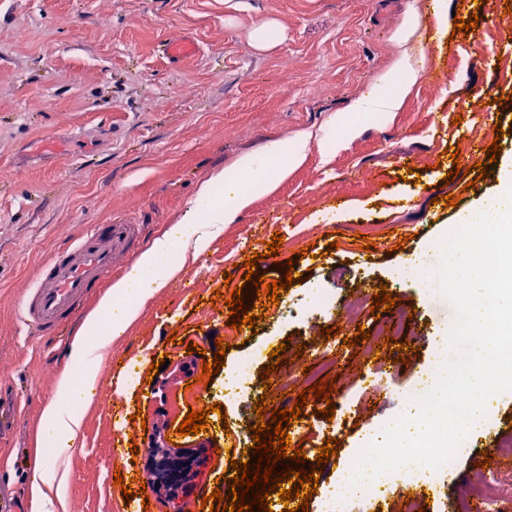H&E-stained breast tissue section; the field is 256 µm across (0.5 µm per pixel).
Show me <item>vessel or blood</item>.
I'll list each match as a JSON object with an SVG mask.
<instances>
[{
    "mask_svg": "<svg viewBox=\"0 0 512 512\" xmlns=\"http://www.w3.org/2000/svg\"><path fill=\"white\" fill-rule=\"evenodd\" d=\"M135 224H90L42 264L19 305L21 321L44 340H53L81 302L131 258L139 243Z\"/></svg>",
    "mask_w": 512,
    "mask_h": 512,
    "instance_id": "obj_1",
    "label": "vessel or blood"
}]
</instances>
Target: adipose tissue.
<instances>
[{
	"mask_svg": "<svg viewBox=\"0 0 512 512\" xmlns=\"http://www.w3.org/2000/svg\"><path fill=\"white\" fill-rule=\"evenodd\" d=\"M419 74L409 61H401L388 75V83L397 87L396 93L376 95L362 101V112L398 111L401 94L412 86ZM308 141L304 138L283 139L275 147L276 166L261 164L259 158L245 155L237 159L232 168L221 169L210 175L200 186L195 199L184 212L181 222L185 231L181 236L164 232L156 236L150 246L139 256L135 268L147 274L151 288L134 292L128 278L111 282L87 316L81 332L70 344L69 367L55 382V395L45 406L42 420L65 442L71 443L79 436L85 419V407L74 404L75 383L71 369L81 366L85 382L91 383L101 373L103 359L112 347L116 323L126 325L138 320L145 302L152 294L162 291L182 270L181 258L199 256L209 244L219 237L225 225L234 223L239 212L250 203L253 195L271 193L287 177L291 168L299 165L306 156ZM248 182L247 192L239 193L222 205L214 199L224 185ZM34 483L39 497L51 512H66L69 483V459L56 454L52 461L38 459Z\"/></svg>",
	"mask_w": 512,
	"mask_h": 512,
	"instance_id": "obj_1",
	"label": "adipose tissue"
}]
</instances>
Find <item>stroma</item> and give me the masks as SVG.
<instances>
[{
    "label": "stroma",
    "instance_id": "1",
    "mask_svg": "<svg viewBox=\"0 0 512 512\" xmlns=\"http://www.w3.org/2000/svg\"><path fill=\"white\" fill-rule=\"evenodd\" d=\"M512 0H0V391L19 399L21 417L0 436V487L16 512H39L33 498L34 441L42 412L71 340L94 306L87 299L53 341L21 325L18 302L38 267L88 224H136L140 248L175 230L199 183L243 155L272 156L277 142L308 135L304 161L270 194L254 196L234 223L143 309L117 327L98 382L78 389L87 405L76 443L45 434L70 457L68 512H199L202 499L226 489L225 430L241 436V460L255 457L252 429L264 395L292 408L312 378L282 393L280 373H267L268 353L286 344V356L312 377L334 380L331 401L351 402L354 423L326 421L325 401L308 398L303 418L288 429L292 448L308 466L335 479L353 448L381 423L403 412L402 392L431 365L447 337L454 310L426 278L396 280L409 255L424 269L437 261L439 236L472 216L496 191L512 165ZM477 14L474 32L455 30V18ZM414 30L400 32L406 21ZM272 26L273 41L259 47L255 27ZM197 46L173 60L158 46L174 34ZM421 66L422 77L399 111L357 115L356 105L386 89L400 56ZM478 100L468 111L464 102ZM499 143L495 162L477 183L454 174L474 165L476 146ZM458 160H451V152ZM454 195L456 206L437 203ZM412 238L395 247L390 230ZM281 234L276 257L265 254ZM368 236L372 251L356 235ZM312 253L301 256L300 250ZM260 253L258 272L282 280L284 262L295 282L279 298L292 314L263 317L240 332L209 385L185 389L184 372L212 361L216 339L229 330L230 310L216 291L225 274L243 287V261ZM387 288L409 307L417 350L411 362L386 364L387 395L367 401L363 376L372 361L344 338L370 330L374 315L354 325L337 319L358 292ZM329 303L308 309L317 292ZM333 329L330 340L320 328ZM176 332L177 343L166 335ZM194 343L198 352L188 353ZM257 353L253 390L228 404L224 378ZM168 359L151 372L153 360ZM271 387H264V379ZM221 412H214V405ZM209 409L205 432L178 437L190 468L168 485H149L157 430L179 426L193 409ZM512 436V392L497 395L471 435L469 448L445 479L444 495L426 512L450 505L475 472L496 435ZM337 439V452L318 464L319 447ZM137 478L146 489L125 499L116 477Z\"/></svg>",
    "mask_w": 512,
    "mask_h": 512
}]
</instances>
